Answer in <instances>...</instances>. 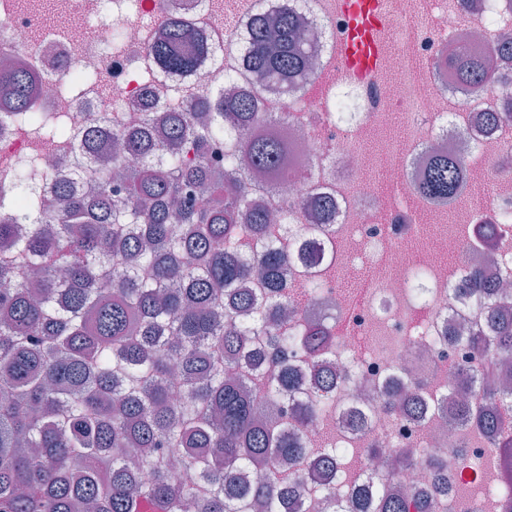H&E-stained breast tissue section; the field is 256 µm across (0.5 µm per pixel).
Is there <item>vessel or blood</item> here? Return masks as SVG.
I'll return each mask as SVG.
<instances>
[{
    "label": "vessel or blood",
    "instance_id": "b4317fda",
    "mask_svg": "<svg viewBox=\"0 0 512 512\" xmlns=\"http://www.w3.org/2000/svg\"><path fill=\"white\" fill-rule=\"evenodd\" d=\"M384 0H338L339 7L352 19L340 54L350 71L372 67L382 54L380 30Z\"/></svg>",
    "mask_w": 512,
    "mask_h": 512
}]
</instances>
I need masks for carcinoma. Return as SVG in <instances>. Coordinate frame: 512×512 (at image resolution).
<instances>
[{
  "label": "carcinoma",
  "instance_id": "1",
  "mask_svg": "<svg viewBox=\"0 0 512 512\" xmlns=\"http://www.w3.org/2000/svg\"><path fill=\"white\" fill-rule=\"evenodd\" d=\"M265 0H257L239 47L190 39L183 16L168 15L161 37L145 47L155 73L172 78L182 108L168 113L153 140L142 133L95 128L69 131L61 119L31 111L32 76L0 67V93L14 115L46 139L71 137L69 178L48 200L38 172L17 167L15 193L23 210L0 217V512H316L303 502V475L334 487L350 462L340 448H309L304 431L329 401L336 373L321 367L332 342L320 321L302 334L280 332L287 306L313 285L286 292V257L256 229L272 210L255 200L273 196L255 173L285 175V146L249 140L255 101L217 89L199 94L185 81L206 65L244 78L262 74L285 96L311 70L312 37L283 3L269 35ZM472 96L487 91L484 59L463 53L452 63ZM503 112H483L488 126L512 120V89L500 91ZM226 142L224 170H211L207 145ZM124 179L112 188V164ZM469 189L454 153H435L416 195L448 207ZM319 221L335 209L310 200ZM254 245L247 262L226 247L241 237ZM320 244L300 258L318 263ZM263 287L247 288L255 272ZM450 294L486 304L484 323L448 343L487 353L477 369L457 368L450 386L460 399L448 429L475 433L498 448L500 483L512 485V389L491 376L512 355V302L478 272ZM177 369L182 396L173 400ZM383 403L418 420L433 403L415 390L387 385ZM394 470L409 450L386 452ZM335 512H435L427 495L379 487L332 503Z\"/></svg>",
  "mask_w": 512,
  "mask_h": 512
}]
</instances>
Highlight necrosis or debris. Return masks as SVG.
Returning <instances> with one entry per match:
<instances>
[{"instance_id": "4bbe7bcc", "label": "necrosis or debris", "mask_w": 512, "mask_h": 512, "mask_svg": "<svg viewBox=\"0 0 512 512\" xmlns=\"http://www.w3.org/2000/svg\"><path fill=\"white\" fill-rule=\"evenodd\" d=\"M111 3L112 25L126 34L116 49L88 37L90 24ZM125 0H59L62 29L42 25L40 0H0V59L35 70L40 79L33 101L39 112L59 116L71 129L89 125L92 113L107 115L110 127L137 125L138 112L151 108L165 116L176 105L169 94V79L144 78L141 56L145 41L161 31L165 0H139L153 27H141L124 7ZM386 51L379 66L350 73L336 49L348 35L351 19L336 0H306L298 10L303 29L319 33L313 55L316 66L297 96L283 98L274 87H261L259 79L238 82V90H263L264 115L255 133L280 137L288 144L287 181L276 189L289 208L280 221L266 225L264 234L287 244L288 228L298 237L313 234L314 219L305 204L314 188L336 196V215L324 231L336 244L333 266H319L323 301L301 305L288 322L289 333L316 318L323 310L336 312V346L332 368L342 382L335 402L319 422L309 428L311 448H350L363 455L368 448H411L413 464L394 476L395 484L432 490L433 459L448 470L447 503L465 499L468 512H505L512 489L497 487L499 460L495 448L482 439L448 433L441 419L420 425L401 412L381 409L372 398L375 385L390 377L408 379L415 367L442 358L445 367L429 380L438 394L451 396L448 367H481L486 356L465 345L447 341L449 327L472 324L479 316L473 304L453 299L451 283L477 266L486 280L504 281L512 288V171L503 161L512 155V124L487 128L470 123L478 112L455 90L446 61L459 46L491 53L501 35L512 33V12L500 0H483L467 12L462 0H385ZM251 0H225L223 9L205 11L197 27L215 37L233 41L237 28L227 14L244 20ZM99 80L82 83L86 71ZM62 83L80 85L78 95L58 92ZM399 110L405 139L375 140L392 110ZM463 145L461 154L467 179L484 186L483 209L492 217L495 232L484 244L475 227L476 215L461 216L453 231L422 236L417 215L422 208L415 185L436 148ZM72 154L69 139L35 142L30 129L15 123L0 99V196H7L18 164L39 157L47 174L57 175ZM423 250H416L417 241ZM459 256L447 265L445 257ZM365 266L368 276L357 288H344L341 271ZM424 266L432 271L423 300L412 296L408 271ZM385 342H377V333ZM366 413L370 427L351 430L344 417Z\"/></svg>"}]
</instances>
